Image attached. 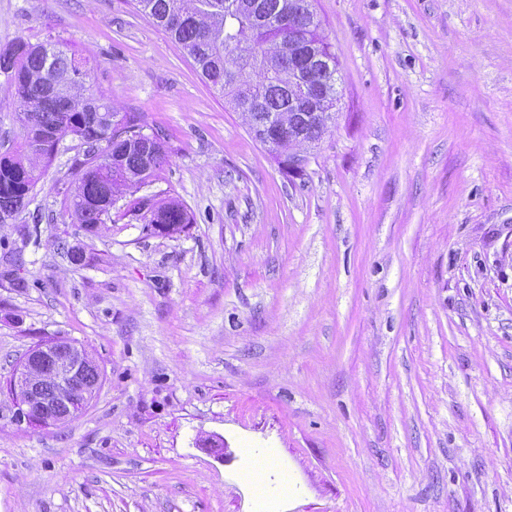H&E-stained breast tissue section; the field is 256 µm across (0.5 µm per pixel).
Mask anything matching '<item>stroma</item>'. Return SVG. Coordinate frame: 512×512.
<instances>
[{
	"label": "stroma",
	"mask_w": 512,
	"mask_h": 512,
	"mask_svg": "<svg viewBox=\"0 0 512 512\" xmlns=\"http://www.w3.org/2000/svg\"><path fill=\"white\" fill-rule=\"evenodd\" d=\"M316 10L340 100L295 175L134 0H0V49L86 60L165 139L141 195L191 216L150 235L123 198L78 234L66 135L0 223V512H512V0ZM50 338L102 386L17 421ZM90 386H76L94 379ZM50 381V393L42 390V382ZM102 373L85 348L77 342L45 340L31 349L15 368L10 379V392L18 403L19 421L63 424L77 417L96 395Z\"/></svg>",
	"instance_id": "1"
}]
</instances>
